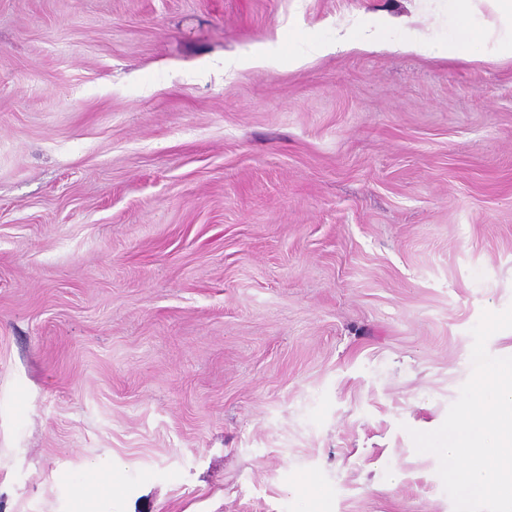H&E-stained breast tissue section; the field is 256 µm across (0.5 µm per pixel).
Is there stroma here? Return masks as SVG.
<instances>
[{"instance_id":"obj_1","label":"stroma","mask_w":512,"mask_h":512,"mask_svg":"<svg viewBox=\"0 0 512 512\" xmlns=\"http://www.w3.org/2000/svg\"><path fill=\"white\" fill-rule=\"evenodd\" d=\"M375 14L446 21L0 0V512H454L409 432L512 306V62L233 66ZM278 60V54L264 45H256L243 51L236 61V66H267ZM100 487L103 490H108L109 488L110 490L109 492H102L98 489L96 484L91 481H78L75 484L77 495L82 499L94 500L99 497H107L112 501V496L117 497L120 495L122 483L118 477H115L112 480L111 486L105 481H100Z\"/></svg>"}]
</instances>
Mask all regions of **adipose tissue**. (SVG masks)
Wrapping results in <instances>:
<instances>
[{
    "instance_id": "1",
    "label": "adipose tissue",
    "mask_w": 512,
    "mask_h": 512,
    "mask_svg": "<svg viewBox=\"0 0 512 512\" xmlns=\"http://www.w3.org/2000/svg\"><path fill=\"white\" fill-rule=\"evenodd\" d=\"M448 27L441 45L446 57L470 62L512 61V0H444ZM316 54L398 50L417 56L433 53L428 35L393 18H368L318 37L299 33Z\"/></svg>"
}]
</instances>
